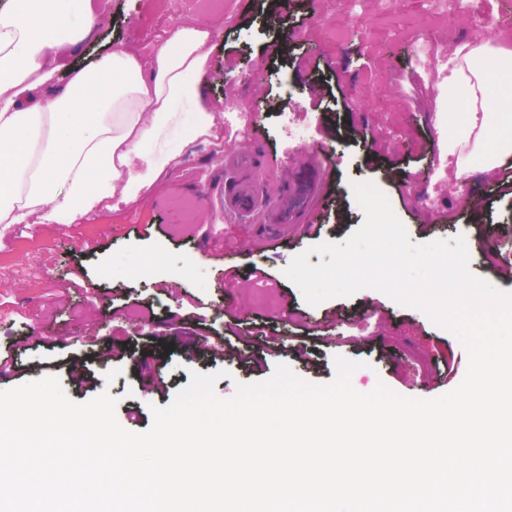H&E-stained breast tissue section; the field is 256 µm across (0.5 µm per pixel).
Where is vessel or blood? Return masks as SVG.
Wrapping results in <instances>:
<instances>
[{"label": "vessel or blood", "instance_id": "b4317fda", "mask_svg": "<svg viewBox=\"0 0 512 512\" xmlns=\"http://www.w3.org/2000/svg\"><path fill=\"white\" fill-rule=\"evenodd\" d=\"M225 166L235 174L231 187L224 194L226 212L248 216L260 211L268 223L310 229L317 210L316 201L323 191L325 169L321 164L314 163L297 171L281 200L271 207L265 205L248 176L252 167L250 160L234 153L227 155Z\"/></svg>", "mask_w": 512, "mask_h": 512}]
</instances>
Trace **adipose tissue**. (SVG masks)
Returning <instances> with one entry per match:
<instances>
[{
	"label": "adipose tissue",
	"mask_w": 512,
	"mask_h": 512,
	"mask_svg": "<svg viewBox=\"0 0 512 512\" xmlns=\"http://www.w3.org/2000/svg\"><path fill=\"white\" fill-rule=\"evenodd\" d=\"M91 0H11L0 11V226L32 216L73 223L110 198L152 185L170 156L154 146L192 102L195 133L215 123L204 87L211 49L183 25L147 63L118 46L85 62L96 27ZM461 64L435 126L457 171L495 170L512 157V49L457 46Z\"/></svg>",
	"instance_id": "obj_1"
}]
</instances>
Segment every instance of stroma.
I'll return each instance as SVG.
<instances>
[{"instance_id": "35a3bbf8", "label": "stroma", "mask_w": 512, "mask_h": 512, "mask_svg": "<svg viewBox=\"0 0 512 512\" xmlns=\"http://www.w3.org/2000/svg\"><path fill=\"white\" fill-rule=\"evenodd\" d=\"M101 18L86 45L94 59L125 45L145 60L169 36L171 23L209 32L206 95L216 115L211 135L193 137V106L179 105L159 144L176 152L151 188L70 224L31 218L0 234V254L14 265L0 277V350L13 349L17 370L0 390L58 377L72 400L101 392L117 398L116 418L133 432L152 424L151 406H168L194 374L219 373L215 393L232 398L238 384L270 378L288 365L302 380L326 384L334 359L361 362L351 377L361 393L384 383L395 393L434 399L452 391L449 369L466 372L468 354L450 331L421 310L373 289L312 306L286 275L294 256L341 242L364 221L353 186L386 194L411 242L464 236L473 274L512 291V162L492 174L466 173L468 195L430 185L442 144L433 132L437 90L413 47L465 38L477 24L512 19V0H479L480 13L428 16L427 0H397L395 21L367 0H98ZM251 109L261 141L224 129V108ZM310 128L306 142L284 141L282 114ZM254 156L259 193L278 200L291 168L322 163L329 199L315 221L320 232L293 231L267 242L262 213L224 211L225 157ZM283 159L266 166L264 154ZM40 246L46 276H25ZM264 332L261 344L252 335ZM137 421H129L128 412Z\"/></svg>"}]
</instances>
